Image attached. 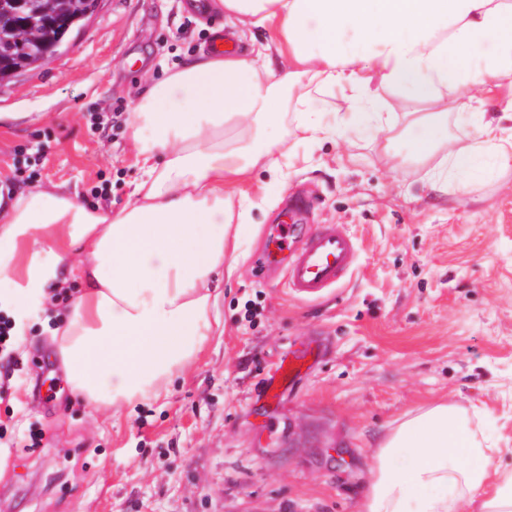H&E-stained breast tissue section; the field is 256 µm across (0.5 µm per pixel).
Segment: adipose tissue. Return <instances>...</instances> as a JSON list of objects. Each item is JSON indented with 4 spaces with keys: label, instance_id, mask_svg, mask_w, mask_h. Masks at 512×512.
Segmentation results:
<instances>
[{
    "label": "adipose tissue",
    "instance_id": "1",
    "mask_svg": "<svg viewBox=\"0 0 512 512\" xmlns=\"http://www.w3.org/2000/svg\"><path fill=\"white\" fill-rule=\"evenodd\" d=\"M269 40L246 52L207 51L156 83L130 114L140 177L120 210L86 208L35 189L0 214V273L19 321L42 309L66 264L84 289L56 332L75 395L119 412L158 398L212 333L210 309L232 237L233 189L256 168L278 170L291 87L340 90L348 109H305L296 129L317 144L370 131L425 166L431 189L462 186L512 165V100L481 116L467 145L448 138L449 110L512 81V0H216ZM428 103L406 139L385 94ZM78 262H71L72 253ZM359 512H512L504 469L465 409L409 412L378 439Z\"/></svg>",
    "mask_w": 512,
    "mask_h": 512
}]
</instances>
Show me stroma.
<instances>
[{
    "label": "stroma",
    "mask_w": 512,
    "mask_h": 512,
    "mask_svg": "<svg viewBox=\"0 0 512 512\" xmlns=\"http://www.w3.org/2000/svg\"><path fill=\"white\" fill-rule=\"evenodd\" d=\"M227 24L197 0H99L53 59L0 85V203L42 188L123 207L140 175L134 100ZM300 95L282 128L286 177L259 170L236 189L256 206L214 333L159 398L114 414L72 392L52 342L66 313L55 295L82 284L60 266L46 311L0 354V512H358L375 441L442 400L487 409L473 426L512 468V166L435 196L423 167H394L370 135L300 140ZM300 200L297 236L340 224L359 248L313 300L255 266ZM295 350L299 374L269 399ZM333 442L343 465L321 453Z\"/></svg>",
    "instance_id": "obj_1"
}]
</instances>
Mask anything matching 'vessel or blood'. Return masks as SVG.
Wrapping results in <instances>:
<instances>
[{
    "mask_svg": "<svg viewBox=\"0 0 512 512\" xmlns=\"http://www.w3.org/2000/svg\"><path fill=\"white\" fill-rule=\"evenodd\" d=\"M275 239L278 250L288 254L286 287L300 298L321 297L336 287L355 263V241L335 224L301 238L294 237L292 225L281 224Z\"/></svg>",
    "mask_w": 512,
    "mask_h": 512,
    "instance_id": "1",
    "label": "vessel or blood"
}]
</instances>
